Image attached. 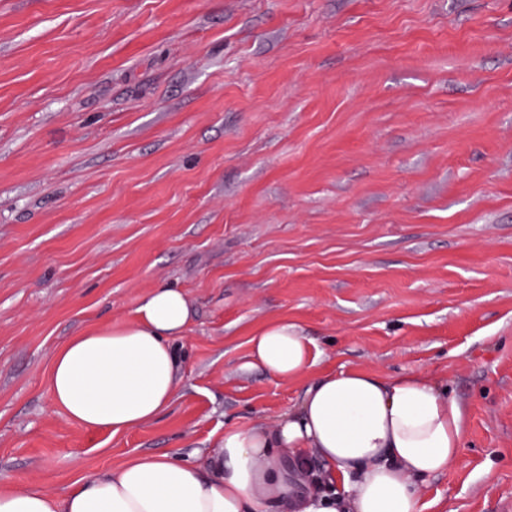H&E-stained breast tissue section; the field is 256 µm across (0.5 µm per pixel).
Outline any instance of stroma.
<instances>
[{
  "label": "stroma",
  "mask_w": 512,
  "mask_h": 512,
  "mask_svg": "<svg viewBox=\"0 0 512 512\" xmlns=\"http://www.w3.org/2000/svg\"><path fill=\"white\" fill-rule=\"evenodd\" d=\"M162 286L191 307L170 408L69 422L54 350ZM280 318L306 377L243 371ZM335 370L447 382L427 512L512 504V0H0V474L192 461Z\"/></svg>",
  "instance_id": "1"
}]
</instances>
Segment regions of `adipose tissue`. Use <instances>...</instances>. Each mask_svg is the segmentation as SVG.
I'll use <instances>...</instances> for the list:
<instances>
[{"label":"adipose tissue","mask_w":512,"mask_h":512,"mask_svg":"<svg viewBox=\"0 0 512 512\" xmlns=\"http://www.w3.org/2000/svg\"><path fill=\"white\" fill-rule=\"evenodd\" d=\"M190 317L182 291L158 287L132 321L72 337L52 355L54 408L115 433L158 419L177 393L173 341ZM249 343V368L273 378H298L313 364L310 340L285 319ZM464 436L446 383L335 371L309 381L274 426L225 427L203 463L134 456L81 476L62 496L0 484V512H425L424 482L460 460Z\"/></svg>","instance_id":"adipose-tissue-1"}]
</instances>
